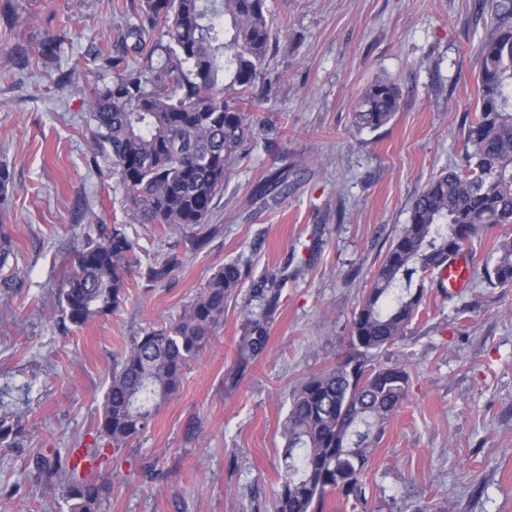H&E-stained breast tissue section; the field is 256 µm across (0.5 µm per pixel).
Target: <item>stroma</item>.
<instances>
[{
	"mask_svg": "<svg viewBox=\"0 0 512 512\" xmlns=\"http://www.w3.org/2000/svg\"><path fill=\"white\" fill-rule=\"evenodd\" d=\"M479 0H268L282 36L271 55L260 128L233 165L210 225L189 232L125 224L111 176L89 168L91 60L125 19L108 0H0V164L11 182L0 225L14 246L16 288L0 293V405L21 409L27 448L0 447V512H68L37 454L92 443L112 366L131 336L175 319L209 277L236 260L245 277L177 395L130 447L109 453L100 512H273L288 396L342 357L373 272L407 224L414 196L459 161L473 111L484 19ZM59 39L45 62L43 42ZM72 72L71 83L58 82ZM400 109L379 130L353 112L378 77ZM125 229L142 264L179 255L161 283L129 281L118 312L57 325L73 249ZM286 271L265 354L238 371L250 290ZM425 306L387 352L406 365L408 395L365 476V499L331 496L327 512H512V288L472 281L452 295L423 283ZM237 386H230V377Z\"/></svg>",
	"mask_w": 512,
	"mask_h": 512,
	"instance_id": "1",
	"label": "stroma"
}]
</instances>
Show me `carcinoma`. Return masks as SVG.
<instances>
[{
    "mask_svg": "<svg viewBox=\"0 0 512 512\" xmlns=\"http://www.w3.org/2000/svg\"><path fill=\"white\" fill-rule=\"evenodd\" d=\"M127 16L115 44L94 61L112 80L89 93L95 137L89 164L105 163L135 224L193 231L203 248L214 201L229 164L246 150L261 111L256 93L278 43L267 0H109ZM487 16L477 47L476 104L465 121L460 164L437 173L412 201L409 223L392 240L351 323L342 363L307 376L289 397L283 425V468L274 512H325L326 498H364L363 477L384 424L404 403L409 373L386 358L424 305L421 276H430L476 238L512 224V0H481ZM149 65H144V62ZM400 108L396 84L382 76L365 90L354 115L358 129L378 130ZM13 242L0 225V291L14 287L8 265ZM136 244L114 227L102 240L74 250L60 288L58 311L74 327L120 310L140 266ZM480 275L488 288L512 287V236L491 248ZM181 263L170 253L147 265V281L166 279ZM287 276L274 273L252 289L237 343L243 369L261 358ZM242 283L239 263L224 264L178 317L132 337L112 377L99 415L103 443L65 456H40L48 483L64 487L69 512H99L111 490L99 466L106 447L130 446L161 406L179 391L185 369L224 322ZM22 411L0 412V447L22 448Z\"/></svg>",
    "mask_w": 512,
    "mask_h": 512,
    "instance_id": "1",
    "label": "carcinoma"
}]
</instances>
